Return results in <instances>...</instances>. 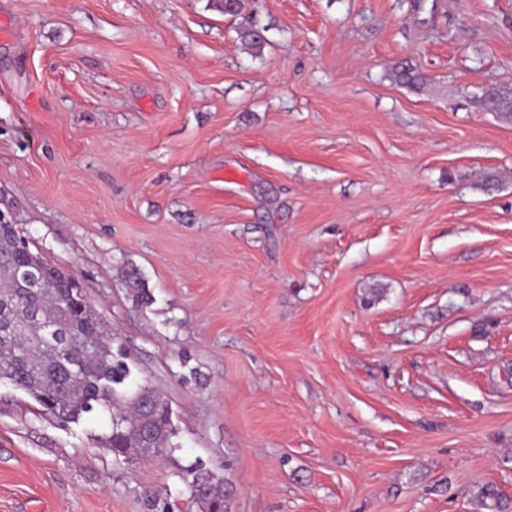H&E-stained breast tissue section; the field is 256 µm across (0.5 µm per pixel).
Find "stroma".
I'll return each instance as SVG.
<instances>
[{"label": "stroma", "instance_id": "stroma-1", "mask_svg": "<svg viewBox=\"0 0 512 512\" xmlns=\"http://www.w3.org/2000/svg\"><path fill=\"white\" fill-rule=\"evenodd\" d=\"M1 25L0 199L180 448L115 459L105 418L2 381L0 512H200L197 462L228 512L512 499V120L482 104L512 94V0H0Z\"/></svg>", "mask_w": 512, "mask_h": 512}]
</instances>
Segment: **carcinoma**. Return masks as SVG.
Segmentation results:
<instances>
[{"label": "carcinoma", "instance_id": "1", "mask_svg": "<svg viewBox=\"0 0 512 512\" xmlns=\"http://www.w3.org/2000/svg\"><path fill=\"white\" fill-rule=\"evenodd\" d=\"M258 30L252 22L238 28L240 41L256 52L266 44ZM420 79L409 64L395 71V80L406 86L413 87ZM482 101L486 110L512 117L511 96L488 89ZM50 268L56 273L52 284L35 286L40 271ZM126 281L138 304L150 303L151 294L136 270L127 273ZM22 307L33 309L37 317L18 332L0 331V381L25 393L63 427L77 425L92 413L107 417L109 433L102 440L117 459L135 448L155 457L178 449L169 404L147 384L130 388L125 354L113 350L111 332L83 297L76 278L28 249L17 225L0 222V327L12 323ZM45 324L62 327L70 342H40ZM143 397L152 401V410L143 409ZM191 474V496L201 512H228L224 480L199 468Z\"/></svg>", "mask_w": 512, "mask_h": 512}]
</instances>
